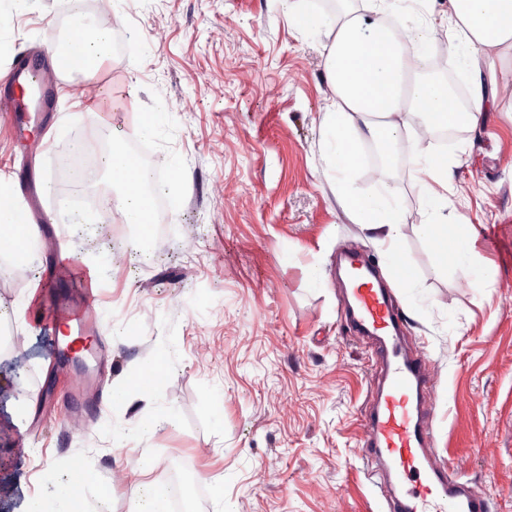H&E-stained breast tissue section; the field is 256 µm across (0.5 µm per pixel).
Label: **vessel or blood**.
<instances>
[{"label": "vessel or blood", "instance_id": "1", "mask_svg": "<svg viewBox=\"0 0 512 512\" xmlns=\"http://www.w3.org/2000/svg\"><path fill=\"white\" fill-rule=\"evenodd\" d=\"M77 62L68 40H61L53 63L27 55L12 65L5 82H0V113L17 127L31 121L29 97L38 103L53 98L60 75L75 71ZM360 275L345 306L347 318L357 331L373 339L379 364L380 388L368 415L367 446L372 462L399 489V512H488L484 497L474 494L461 475L447 471L433 459L429 417L433 408L428 388L429 372L422 358L400 336L401 318L387 288L375 276L364 275L359 257L349 259ZM77 332L99 336L94 303H87L76 318Z\"/></svg>", "mask_w": 512, "mask_h": 512}]
</instances>
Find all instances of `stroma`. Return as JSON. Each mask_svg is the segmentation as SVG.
I'll list each match as a JSON object with an SVG mask.
<instances>
[{
    "instance_id": "obj_1",
    "label": "stroma",
    "mask_w": 512,
    "mask_h": 512,
    "mask_svg": "<svg viewBox=\"0 0 512 512\" xmlns=\"http://www.w3.org/2000/svg\"><path fill=\"white\" fill-rule=\"evenodd\" d=\"M71 0H30L6 9L14 41L0 45V73L25 49L49 52ZM120 18L127 58H109L94 81L66 76L68 93L110 95L112 109L81 125L32 129L48 141L35 154L0 115V168L37 170L51 208L58 171L54 148L87 131L111 128L106 147H123L141 123L164 116L148 162L170 205L166 225L92 224L77 239L61 228L84 265L105 247L124 256L99 280L104 331L90 372L103 393L121 383L148 397L140 414L74 397L76 366H62L56 337L22 331L10 304L31 273L55 271L37 239L13 273L0 277V378L24 393L0 392V483L69 459L92 462L112 486L109 512H132L134 469L142 454L196 490L201 512H389L365 458L373 345L340 310V253L356 250L382 274L393 260L414 285L396 287L409 345L425 354L434 378L432 452L468 479L489 512H512V116L507 100L463 127L447 148L408 141L401 166L383 181L406 205L397 257L376 232L355 223L321 151L329 104L326 33L298 26L283 0H112L93 23ZM454 165L449 223L479 228L475 247L488 274L481 287L438 274L439 258L420 231L428 211L417 155ZM381 179L362 164L348 183L371 196ZM320 283H312L311 271ZM31 403L23 428L9 422L19 397ZM224 413L216 425L215 409ZM132 431L114 447L113 432ZM30 446L35 457H18Z\"/></svg>"
}]
</instances>
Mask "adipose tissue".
<instances>
[{
    "label": "adipose tissue",
    "mask_w": 512,
    "mask_h": 512,
    "mask_svg": "<svg viewBox=\"0 0 512 512\" xmlns=\"http://www.w3.org/2000/svg\"><path fill=\"white\" fill-rule=\"evenodd\" d=\"M403 0H371L369 14L347 12L343 20L323 12H305L301 24L311 31H326L333 39L327 48V83L331 105L321 125L324 150L336 173L341 204L359 223L379 231L389 251L398 252L405 204L387 186L362 199L348 190V174L358 162L355 145L369 140L381 143L409 134L416 139L431 136L437 125L455 122L478 125L487 107L496 104L498 92L478 78L480 53L512 46V0H448V14L423 18L430 38L445 39L463 70L473 71L471 103L459 109L445 88L418 78L419 56L404 45L410 28L401 21ZM111 32L98 25H85L77 44L80 70L93 80L109 51ZM103 165L119 187L116 210L123 223H141L146 201L134 187L141 173L122 162L117 151H108ZM441 196L428 201L430 222L424 231L431 246L442 247L449 235L458 242L450 251L449 264L474 286H482L485 272L474 250L478 233L473 225L449 228L441 216ZM98 489L99 503H106L110 489L101 485L94 467L84 466L80 482L70 476L52 477L45 490L30 489L25 477L9 488L16 501L14 512H85L79 501L81 488Z\"/></svg>",
    "instance_id": "ef3b65f1"
}]
</instances>
